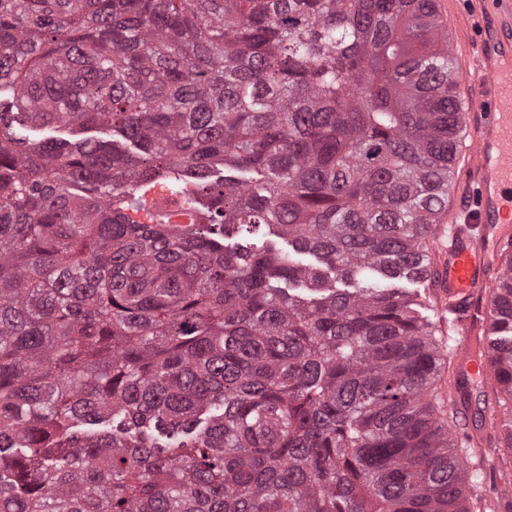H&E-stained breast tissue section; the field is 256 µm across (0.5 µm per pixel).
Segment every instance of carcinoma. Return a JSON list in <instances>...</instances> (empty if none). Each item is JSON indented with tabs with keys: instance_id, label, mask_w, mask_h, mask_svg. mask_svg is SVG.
<instances>
[{
	"instance_id": "carcinoma-1",
	"label": "carcinoma",
	"mask_w": 512,
	"mask_h": 512,
	"mask_svg": "<svg viewBox=\"0 0 512 512\" xmlns=\"http://www.w3.org/2000/svg\"><path fill=\"white\" fill-rule=\"evenodd\" d=\"M453 68L432 0H0V512H473L439 328L354 287L437 251Z\"/></svg>"
}]
</instances>
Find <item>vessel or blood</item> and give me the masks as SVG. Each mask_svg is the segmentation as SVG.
I'll list each match as a JSON object with an SVG mask.
<instances>
[{
	"mask_svg": "<svg viewBox=\"0 0 512 512\" xmlns=\"http://www.w3.org/2000/svg\"><path fill=\"white\" fill-rule=\"evenodd\" d=\"M498 3L504 24L485 29L475 70L458 73L473 88L467 108L478 115L469 127V222L433 229L443 242L436 308L452 315L459 336L450 398L464 417L472 411L473 390L493 379L497 350L482 290L499 268L502 244L512 240V0Z\"/></svg>",
	"mask_w": 512,
	"mask_h": 512,
	"instance_id": "1",
	"label": "vessel or blood"
}]
</instances>
